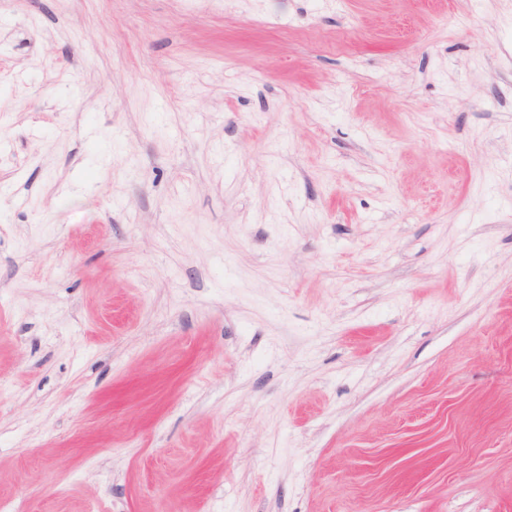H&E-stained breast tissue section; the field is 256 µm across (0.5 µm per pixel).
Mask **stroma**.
<instances>
[{
  "label": "stroma",
  "mask_w": 512,
  "mask_h": 512,
  "mask_svg": "<svg viewBox=\"0 0 512 512\" xmlns=\"http://www.w3.org/2000/svg\"><path fill=\"white\" fill-rule=\"evenodd\" d=\"M7 512H512V0H0Z\"/></svg>",
  "instance_id": "1"
}]
</instances>
